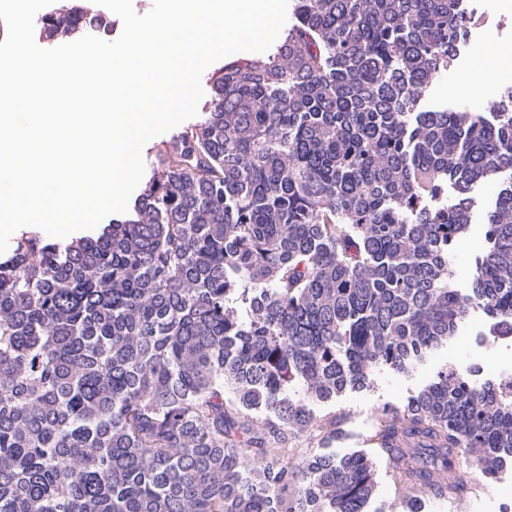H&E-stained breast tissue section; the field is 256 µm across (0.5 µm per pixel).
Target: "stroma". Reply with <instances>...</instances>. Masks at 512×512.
I'll list each match as a JSON object with an SVG mask.
<instances>
[{
    "mask_svg": "<svg viewBox=\"0 0 512 512\" xmlns=\"http://www.w3.org/2000/svg\"><path fill=\"white\" fill-rule=\"evenodd\" d=\"M488 5L491 11L490 27L477 39L476 44L485 57L501 55L512 58V7H505L504 0H489ZM504 89L502 82L486 83L482 101L476 104L464 93L461 80L448 72L432 84L427 101L434 107L461 110L477 105L486 110L500 99ZM486 324L485 315H471L460 336L448 346L427 355L410 374L383 369L374 373V384L370 389L349 391L337 398V408L348 411L350 419L344 436L334 444V451L342 455L364 449L365 437L382 407L405 401L410 395L416 394L444 366L468 365L474 367L477 381L497 380L498 368L512 365V350L481 340L480 335L485 332ZM468 475L478 486L475 495L460 503L429 498L425 501L424 512H512L511 471H503L493 482L485 481L474 467L469 468Z\"/></svg>",
    "mask_w": 512,
    "mask_h": 512,
    "instance_id": "35a3bbf8",
    "label": "stroma"
}]
</instances>
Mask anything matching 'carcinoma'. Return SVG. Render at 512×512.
<instances>
[{"mask_svg":"<svg viewBox=\"0 0 512 512\" xmlns=\"http://www.w3.org/2000/svg\"><path fill=\"white\" fill-rule=\"evenodd\" d=\"M109 23L56 0L49 41ZM465 0H295L284 41L212 77L95 238L0 260V512H369L462 500L512 467V396L456 366L384 407L368 450L321 453L326 410L409 374L474 313L512 330V89L424 106L467 43ZM501 190L480 208L473 191ZM488 248L461 287L470 224ZM378 494L376 498L370 504L371 511H386L388 512L391 507L397 508L398 511H402V505L397 501L394 492L390 486L388 479L385 477L381 466L378 464Z\"/></svg>","mask_w":512,"mask_h":512,"instance_id":"carcinoma-1","label":"carcinoma"}]
</instances>
